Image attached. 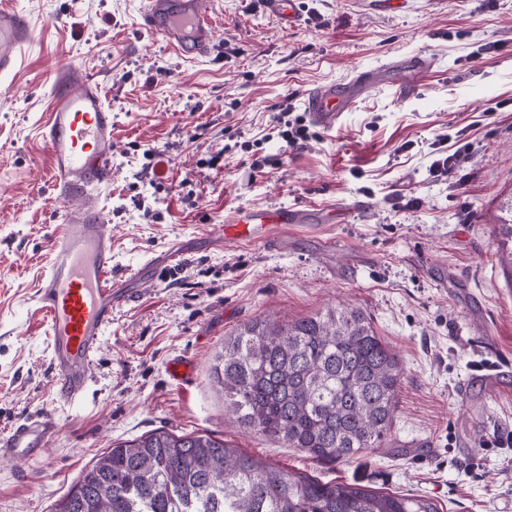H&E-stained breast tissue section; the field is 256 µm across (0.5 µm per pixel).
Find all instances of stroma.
I'll use <instances>...</instances> for the list:
<instances>
[{
    "mask_svg": "<svg viewBox=\"0 0 512 512\" xmlns=\"http://www.w3.org/2000/svg\"><path fill=\"white\" fill-rule=\"evenodd\" d=\"M38 32L0 74V436L55 411L47 451L0 462V512H51L112 444L204 433L320 480L431 497L440 512H512V268L494 225L512 203V0H298L299 26L263 0H214L215 46L186 59L139 25L141 0H0ZM429 69L363 96L336 129L287 146L283 109L384 59ZM81 66L112 112V179L101 192L112 280L134 296L90 367L83 399L54 403L33 298L62 207L39 130L57 64ZM473 145L448 176L432 162ZM416 198V209L403 200ZM365 209L268 244L216 243L238 207ZM184 253L161 274L149 261ZM363 309L404 375L383 447L324 463L224 419L211 368L257 317ZM188 366L181 380L171 360Z\"/></svg>",
    "mask_w": 512,
    "mask_h": 512,
    "instance_id": "obj_1",
    "label": "stroma"
}]
</instances>
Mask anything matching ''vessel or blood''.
<instances>
[{"mask_svg":"<svg viewBox=\"0 0 512 512\" xmlns=\"http://www.w3.org/2000/svg\"><path fill=\"white\" fill-rule=\"evenodd\" d=\"M266 11L280 23L296 26V0H264ZM143 27L160 35L178 54H208L215 42L216 19L203 0H144ZM36 25L16 11L0 8V73L14 71L33 42ZM373 71L361 69L342 84H320L307 94L312 123L335 129L360 93L374 89ZM51 162L56 201L63 205L61 233L51 245V259L37 291L36 311L47 327L48 353L54 370L53 389L59 403L79 402L88 386L90 365L112 322L113 308L127 288L112 280V236L97 192L112 179V113L98 85L70 63L52 74L48 119L41 129ZM309 210L276 211L238 208L224 223L212 225L223 239L268 243L273 228L302 227ZM58 425L40 416L13 426L0 439V460L25 461L41 455Z\"/></svg>","mask_w":512,"mask_h":512,"instance_id":"obj_1","label":"vessel or blood"}]
</instances>
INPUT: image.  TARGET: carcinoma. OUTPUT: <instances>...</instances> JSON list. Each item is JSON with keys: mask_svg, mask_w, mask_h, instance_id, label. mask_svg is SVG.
<instances>
[{"mask_svg": "<svg viewBox=\"0 0 512 512\" xmlns=\"http://www.w3.org/2000/svg\"><path fill=\"white\" fill-rule=\"evenodd\" d=\"M212 376L237 425L315 460L381 444L402 368L367 315L345 305L282 324L256 318L216 357ZM52 512H439L418 495L380 493L274 466L206 434L156 431L119 442Z\"/></svg>", "mask_w": 512, "mask_h": 512, "instance_id": "obj_1", "label": "carcinoma"}]
</instances>
